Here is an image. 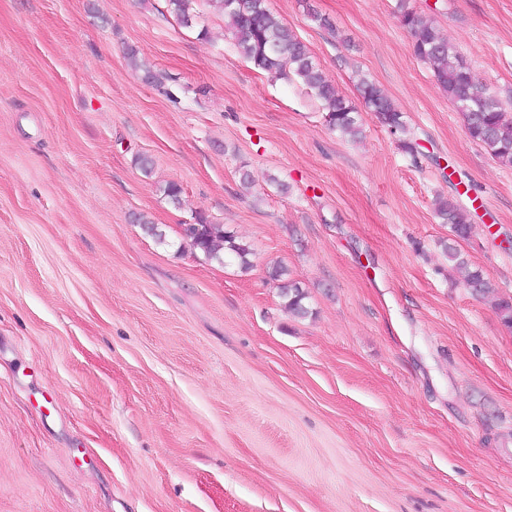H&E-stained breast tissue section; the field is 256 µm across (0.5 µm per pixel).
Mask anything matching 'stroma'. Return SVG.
Instances as JSON below:
<instances>
[{"label":"stroma","mask_w":512,"mask_h":512,"mask_svg":"<svg viewBox=\"0 0 512 512\" xmlns=\"http://www.w3.org/2000/svg\"><path fill=\"white\" fill-rule=\"evenodd\" d=\"M409 4L512 114V0ZM267 6L346 99L375 81L420 153L367 111L362 139L330 130L210 0L189 27L165 0H0V512H512V328L444 253L512 298V167L397 0ZM458 186L464 239L433 205ZM201 216L249 266L183 241ZM445 254L448 257V261L452 262L453 266L462 273L464 284L474 294L480 296L497 294L496 285L486 278L480 270L472 268L454 246H446ZM288 275V270L282 266L273 267L269 276L272 280L278 281V288L284 301V307L288 313L293 316L303 317L308 314L309 310L304 303L306 295L300 285L290 279L285 278Z\"/></svg>","instance_id":"35a3bbf8"}]
</instances>
